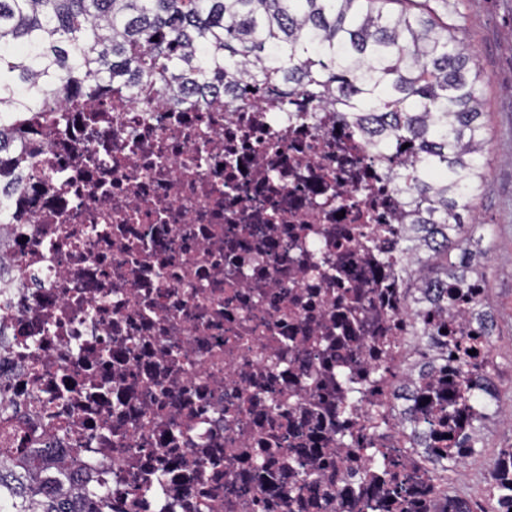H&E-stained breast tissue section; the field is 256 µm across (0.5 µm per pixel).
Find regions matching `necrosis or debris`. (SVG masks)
Segmentation results:
<instances>
[{
  "instance_id": "obj_1",
  "label": "necrosis or debris",
  "mask_w": 512,
  "mask_h": 512,
  "mask_svg": "<svg viewBox=\"0 0 512 512\" xmlns=\"http://www.w3.org/2000/svg\"><path fill=\"white\" fill-rule=\"evenodd\" d=\"M225 84L99 95L27 142L0 209L5 447L81 463L103 512H477L498 396L482 259L422 279L408 148ZM500 448H512V431H494L488 434L476 448L471 461L469 480L465 491L471 499L480 498L484 493L489 468L493 466Z\"/></svg>"
}]
</instances>
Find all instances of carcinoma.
<instances>
[{"instance_id": "1", "label": "carcinoma", "mask_w": 512, "mask_h": 512, "mask_svg": "<svg viewBox=\"0 0 512 512\" xmlns=\"http://www.w3.org/2000/svg\"><path fill=\"white\" fill-rule=\"evenodd\" d=\"M430 0H0V208L21 193L27 139L101 90L150 110L193 87L247 81L300 93L378 126L382 149L414 143L397 174L407 206L465 253L464 215L485 189V76ZM72 463L0 446V512H101L75 488Z\"/></svg>"}]
</instances>
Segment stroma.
Here are the masks:
<instances>
[{"instance_id":"1","label":"stroma","mask_w":512,"mask_h":512,"mask_svg":"<svg viewBox=\"0 0 512 512\" xmlns=\"http://www.w3.org/2000/svg\"><path fill=\"white\" fill-rule=\"evenodd\" d=\"M459 32L485 75L484 120L488 128L487 188L475 201L472 231L488 263L484 269L495 299L493 334L503 400L512 401V0H449ZM512 448V431H494L476 448L465 490L480 498L500 449Z\"/></svg>"}]
</instances>
